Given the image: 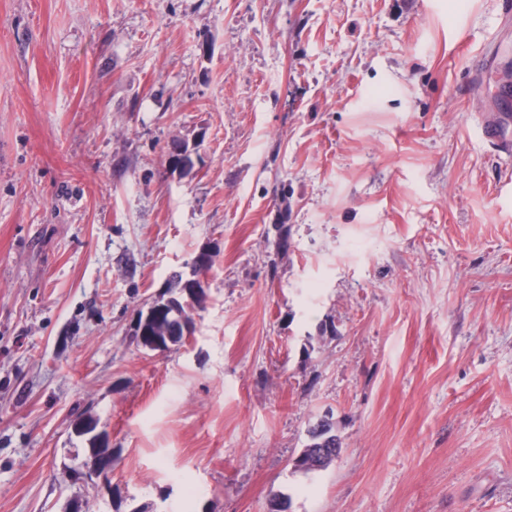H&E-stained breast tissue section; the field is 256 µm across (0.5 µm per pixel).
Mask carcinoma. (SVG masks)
Segmentation results:
<instances>
[{
    "label": "carcinoma",
    "instance_id": "carcinoma-1",
    "mask_svg": "<svg viewBox=\"0 0 512 512\" xmlns=\"http://www.w3.org/2000/svg\"><path fill=\"white\" fill-rule=\"evenodd\" d=\"M204 294L200 281L185 280L181 274L171 279L169 292L156 298L147 310L139 313L133 336L145 348L164 350L179 344L186 334L194 333L195 325L188 309ZM336 434L325 421H320L309 429V448L336 447Z\"/></svg>",
    "mask_w": 512,
    "mask_h": 512
}]
</instances>
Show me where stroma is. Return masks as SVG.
Segmentation results:
<instances>
[{"instance_id": "obj_1", "label": "stroma", "mask_w": 512, "mask_h": 512, "mask_svg": "<svg viewBox=\"0 0 512 512\" xmlns=\"http://www.w3.org/2000/svg\"><path fill=\"white\" fill-rule=\"evenodd\" d=\"M510 66L512 0H0V512H512ZM168 293L156 298L146 312L140 311L133 336L150 350L168 349L183 341L186 333L195 331L193 318L188 309L204 294L200 281H183L181 274H174ZM309 443L305 446L295 462V467L304 471H316L306 466L304 459L305 449H309L308 462L315 468H322L331 463L340 454L341 448H336V434L332 432V427L328 422H317L309 429ZM339 443V442H338Z\"/></svg>"}]
</instances>
